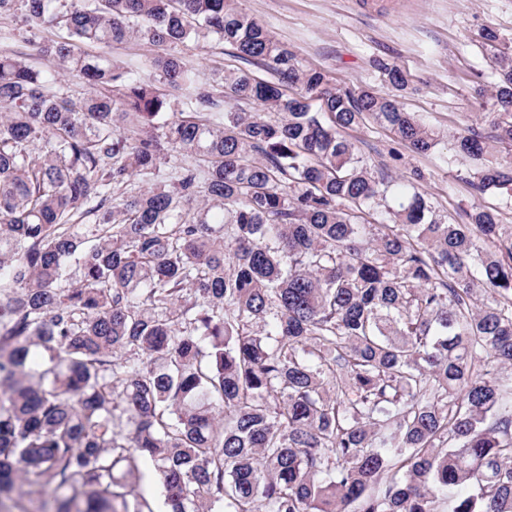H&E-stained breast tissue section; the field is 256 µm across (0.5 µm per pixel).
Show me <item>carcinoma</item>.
Masks as SVG:
<instances>
[{"instance_id": "1", "label": "carcinoma", "mask_w": 512, "mask_h": 512, "mask_svg": "<svg viewBox=\"0 0 512 512\" xmlns=\"http://www.w3.org/2000/svg\"><path fill=\"white\" fill-rule=\"evenodd\" d=\"M18 12L67 39L37 47L52 70L0 53V500L153 512L148 460L166 512H512V226L448 222L344 136L431 151L407 73L339 88L235 0H0ZM133 37L214 39L274 80L204 86L167 54L159 85L82 50ZM481 38L501 117L457 152L512 199V161L483 162L512 150V47ZM179 154L200 165L171 188L112 198ZM135 489L138 495L143 496L150 502L154 512L167 510L164 504L162 486L151 465L147 464L142 467V475Z\"/></svg>"}]
</instances>
